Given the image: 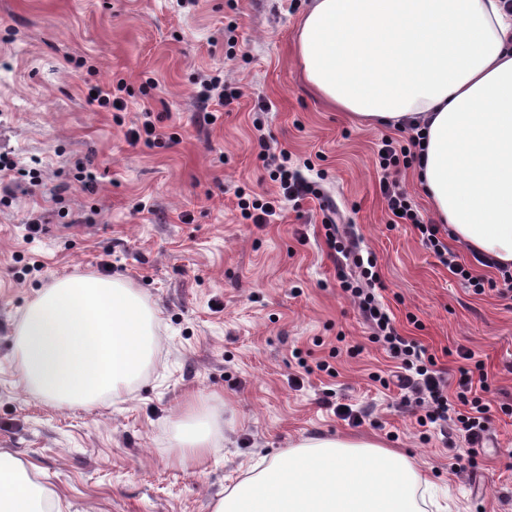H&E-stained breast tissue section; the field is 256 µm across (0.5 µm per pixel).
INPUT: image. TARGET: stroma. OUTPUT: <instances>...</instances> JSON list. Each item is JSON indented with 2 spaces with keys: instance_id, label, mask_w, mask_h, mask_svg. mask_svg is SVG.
Listing matches in <instances>:
<instances>
[{
  "instance_id": "1",
  "label": "stroma",
  "mask_w": 512,
  "mask_h": 512,
  "mask_svg": "<svg viewBox=\"0 0 512 512\" xmlns=\"http://www.w3.org/2000/svg\"><path fill=\"white\" fill-rule=\"evenodd\" d=\"M309 4L0 0V154L17 164L0 172L15 188L0 199V449L65 512H212L249 464L316 435L400 450L458 512H512V418L494 413L483 465L470 473L461 434L395 407L377 380L393 361L338 286L318 202L260 225L236 207L238 188L276 190L258 157L260 124L272 154L323 173L341 223L377 258L399 332L452 375L458 350L474 352L495 403L512 404V301L474 294L411 225L392 222L373 154L383 137L408 134L357 126L305 84L294 34ZM215 74L242 96L211 120L197 90ZM119 78L125 111L90 102V87ZM147 109L174 136L168 148L128 142ZM80 162L98 171L93 191L74 178ZM33 167L34 181L23 175ZM32 216L42 226L30 241ZM94 274L141 292L160 318L158 346L120 398L58 406L25 390L19 332L56 279ZM190 395L224 422L222 451L200 464L180 462L171 434ZM330 395L364 412L362 423L325 406Z\"/></svg>"
}]
</instances>
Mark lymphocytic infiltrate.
Masks as SVG:
<instances>
[{
    "label": "lymphocytic infiltrate",
    "instance_id": "f902f5d3",
    "mask_svg": "<svg viewBox=\"0 0 512 512\" xmlns=\"http://www.w3.org/2000/svg\"><path fill=\"white\" fill-rule=\"evenodd\" d=\"M420 140L417 134L409 136L404 143L387 138L377 151L375 164L387 209L392 213L400 212L402 223L413 225L426 249L447 265L474 293H484V280L474 276L469 268L457 261L455 254L440 239L438 225L424 222L407 194L391 178L392 172L398 171L400 166L417 162L416 149ZM269 177L277 186L274 195L250 199L244 191H236L237 206L242 217L254 224H270L288 203L318 200L321 209L327 213L324 229L328 246L334 252L353 257L360 270L358 280L341 281L340 287L357 305L374 342L380 343L388 356L399 364L395 374L399 405L420 408L417 419L420 426L432 424L443 432L453 425L469 444L482 445L492 423L491 386L483 363L473 361L471 353L463 350L459 353L463 364L457 369V380H450L445 372L436 369L425 348L399 332L390 314L377 299L375 290L381 287L382 282L375 258H366L357 253L353 243L340 234L336 209L331 201L323 199L317 183L307 178L299 166L284 161L275 164Z\"/></svg>",
    "mask_w": 512,
    "mask_h": 512
}]
</instances>
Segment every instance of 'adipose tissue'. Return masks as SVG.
<instances>
[{"label": "adipose tissue", "mask_w": 512, "mask_h": 512, "mask_svg": "<svg viewBox=\"0 0 512 512\" xmlns=\"http://www.w3.org/2000/svg\"><path fill=\"white\" fill-rule=\"evenodd\" d=\"M307 83L359 124H419L418 185L438 223L512 267V15L500 0H312L296 33ZM159 323L129 283L58 279L32 302L19 368L34 394L86 406L120 397L152 354ZM181 461L220 452L210 408L173 422ZM424 479L371 440L301 439L225 489L212 512H427ZM56 494L0 451V512H60Z\"/></svg>", "instance_id": "obj_1"}]
</instances>
